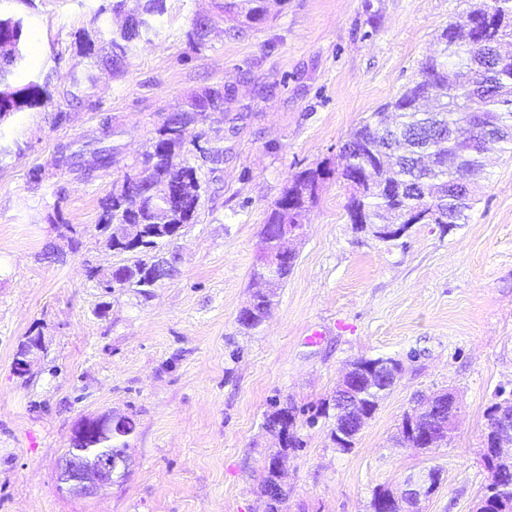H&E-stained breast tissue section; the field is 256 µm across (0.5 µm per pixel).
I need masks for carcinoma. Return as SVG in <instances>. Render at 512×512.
<instances>
[{
    "instance_id": "1",
    "label": "carcinoma",
    "mask_w": 512,
    "mask_h": 512,
    "mask_svg": "<svg viewBox=\"0 0 512 512\" xmlns=\"http://www.w3.org/2000/svg\"><path fill=\"white\" fill-rule=\"evenodd\" d=\"M126 2L115 0L112 4V13L123 14L124 24L110 40H104L98 28L76 41L81 56L115 77L123 73L132 47L155 32L153 17L165 11V0H145L144 5L132 9L125 8ZM267 2L220 0L217 8L232 22L229 31L235 37L267 22ZM211 26L194 16L188 39L203 45ZM489 26L497 33L498 44L512 39V0H472L469 10L439 33L440 51L425 59L419 77L348 135L336 169L337 178L350 190L347 213L362 212L369 224L412 220L449 227L466 222L470 206L459 203L460 197L449 194L448 188L462 172L469 174L473 188H478L490 150L481 130L496 128L501 133L497 139L501 150L512 153V56L495 60L486 55L484 46L478 44V34ZM23 36V19L0 16V124L18 112L53 104L47 85L32 81L19 87L10 81L25 62ZM232 100L233 95L214 88L188 95L161 117L142 158L130 164L123 162L121 146L114 143L119 131L109 120L103 122L100 134L74 140L53 157L54 168L87 179L93 178L92 171L83 166L88 153L95 158V170L122 172L100 200L95 230L105 248L126 258L112 267L114 286L106 281L107 274L90 269L88 277L97 287L110 292L132 289L147 299L158 283L180 274L175 238L185 225L199 222L211 183L206 174L217 172L224 164V147L188 141L180 128L189 123L206 124L212 114L228 111ZM450 127L458 135L448 136ZM329 175L330 171L321 167L292 175L262 225L264 251L282 250V243L274 240L275 227L305 224ZM295 263L296 257H283L274 283L253 294L251 321H238L243 330L255 331L268 319L275 289L288 280ZM390 388L391 384L376 378L358 388V394L350 399L370 419ZM503 401L504 393L495 395L482 431L483 461L489 473L483 495L492 512H512V462L500 461L494 446ZM419 410L416 427L406 426L413 417L410 413L404 416L400 430L402 443L412 448L422 447L420 439L427 431H437L438 413L423 405ZM278 425L294 435L292 408L272 406L264 429L275 434ZM286 453V448L271 450L261 493L282 478L273 465ZM379 499L384 500L383 512H403L395 492L383 490L374 495V500Z\"/></svg>"
}]
</instances>
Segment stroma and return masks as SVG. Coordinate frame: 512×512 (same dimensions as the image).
<instances>
[{
  "mask_svg": "<svg viewBox=\"0 0 512 512\" xmlns=\"http://www.w3.org/2000/svg\"><path fill=\"white\" fill-rule=\"evenodd\" d=\"M111 4L0 0L1 13L25 23L14 83L38 81L58 97L73 75L95 79L67 105L64 125L50 107L0 124L9 148L0 156V512H265L270 401L331 410L346 365L380 356L402 371L352 451L336 449L325 416L312 427L297 417L303 446L284 459L283 512H371L375 493L429 468L441 481L420 512H472L488 481L486 409L496 390H512V155L490 154L466 223L415 224L390 242L357 231L347 189L327 181L269 318L249 335L237 322L262 224L288 176L337 162L351 129L417 78L468 0H285L237 37L217 21L199 48L190 20L215 13V0H166L118 77L92 69L74 44ZM227 85L243 118L203 129L223 142L224 165L198 223L175 242L178 277L148 299L104 294L87 269L123 260L95 231L116 174L86 182L56 170L58 146L108 118L134 160L170 105ZM55 212L82 236L78 251L51 263L43 248L59 240L47 221ZM37 335L42 348L17 373L20 343ZM447 390L461 405L451 442L396 445L404 415ZM108 411L135 422L125 438L131 471L93 497L73 496L58 480L71 429Z\"/></svg>",
  "mask_w": 512,
  "mask_h": 512,
  "instance_id": "1",
  "label": "stroma"
}]
</instances>
